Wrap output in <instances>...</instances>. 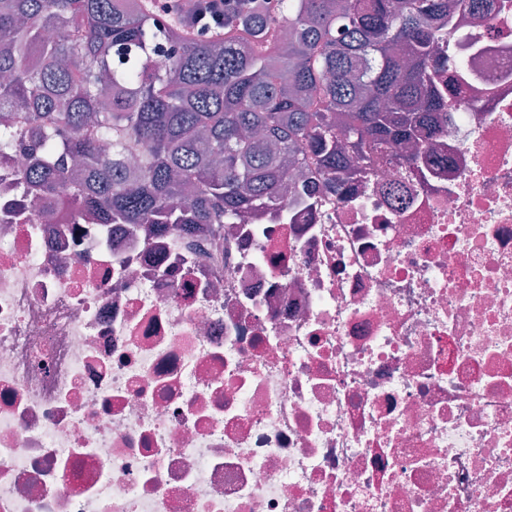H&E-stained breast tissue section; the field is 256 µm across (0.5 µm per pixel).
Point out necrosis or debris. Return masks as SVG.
<instances>
[{
  "label": "necrosis or debris",
  "instance_id": "necrosis-or-debris-1",
  "mask_svg": "<svg viewBox=\"0 0 512 512\" xmlns=\"http://www.w3.org/2000/svg\"><path fill=\"white\" fill-rule=\"evenodd\" d=\"M440 52L437 163L193 246L0 156V512H512V11Z\"/></svg>",
  "mask_w": 512,
  "mask_h": 512
}]
</instances>
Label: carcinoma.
Masks as SVG:
<instances>
[{"instance_id": "obj_1", "label": "carcinoma", "mask_w": 512, "mask_h": 512, "mask_svg": "<svg viewBox=\"0 0 512 512\" xmlns=\"http://www.w3.org/2000/svg\"><path fill=\"white\" fill-rule=\"evenodd\" d=\"M488 7L229 0L224 35L186 40L145 0H0V155L28 153L35 192L65 185L58 211L101 224L219 232L287 206L312 167L341 197L355 159L430 161L454 82L435 48Z\"/></svg>"}]
</instances>
